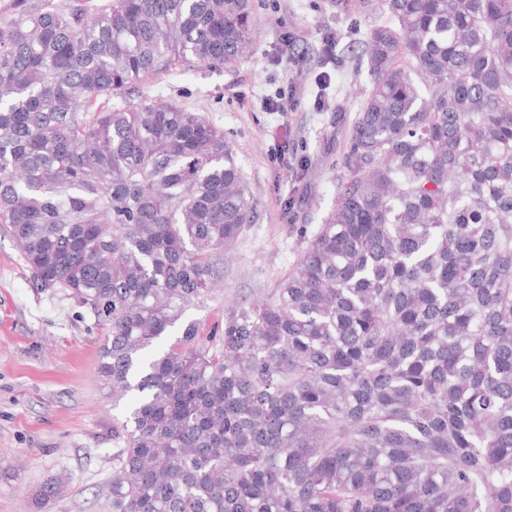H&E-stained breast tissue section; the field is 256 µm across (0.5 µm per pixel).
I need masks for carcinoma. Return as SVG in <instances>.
<instances>
[{"label": "carcinoma", "instance_id": "carcinoma-1", "mask_svg": "<svg viewBox=\"0 0 512 512\" xmlns=\"http://www.w3.org/2000/svg\"><path fill=\"white\" fill-rule=\"evenodd\" d=\"M381 6L335 209L212 324L184 315L253 220L236 150L112 97L241 58L253 0L0 13V232L104 330L112 400L139 393L111 512H512V0Z\"/></svg>", "mask_w": 512, "mask_h": 512}]
</instances>
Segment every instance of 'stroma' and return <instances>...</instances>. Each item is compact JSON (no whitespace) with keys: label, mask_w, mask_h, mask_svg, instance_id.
<instances>
[{"label":"stroma","mask_w":512,"mask_h":512,"mask_svg":"<svg viewBox=\"0 0 512 512\" xmlns=\"http://www.w3.org/2000/svg\"><path fill=\"white\" fill-rule=\"evenodd\" d=\"M253 48L220 69L173 68L127 93L204 115L224 132L251 189L255 219L224 250V289L191 319L215 320L234 298L272 294L304 234L336 206L348 132L369 83L361 40L384 21L363 0H254ZM337 34L326 54L328 34ZM103 335L83 308L35 288L14 240L0 233V512H107L113 402L97 366ZM66 475L67 492L37 510L31 491Z\"/></svg>","instance_id":"stroma-1"}]
</instances>
